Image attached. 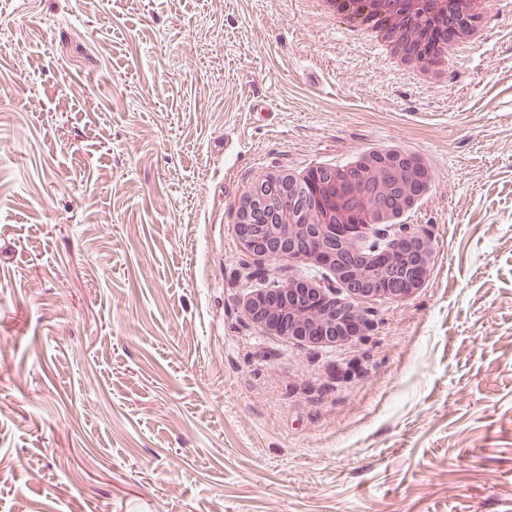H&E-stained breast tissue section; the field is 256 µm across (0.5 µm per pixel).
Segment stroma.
Here are the masks:
<instances>
[{"label":"stroma","instance_id":"35a3bbf8","mask_svg":"<svg viewBox=\"0 0 512 512\" xmlns=\"http://www.w3.org/2000/svg\"><path fill=\"white\" fill-rule=\"evenodd\" d=\"M421 84L312 0H0V512H512V0ZM402 142L431 257L335 345L259 176ZM257 294L248 302L251 318L301 340L335 342L344 337L349 320L364 317L354 305L348 311L323 305L321 288H294L288 282Z\"/></svg>","mask_w":512,"mask_h":512}]
</instances>
